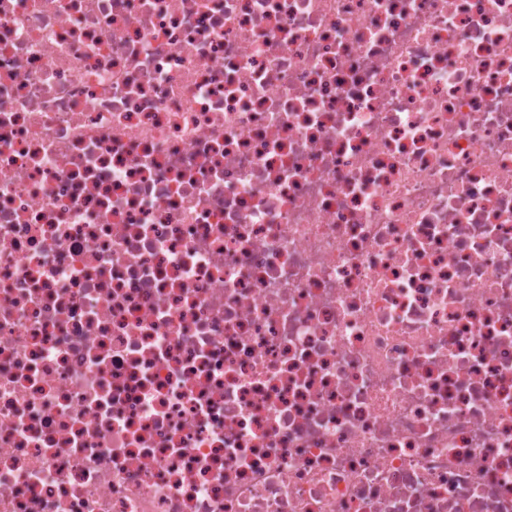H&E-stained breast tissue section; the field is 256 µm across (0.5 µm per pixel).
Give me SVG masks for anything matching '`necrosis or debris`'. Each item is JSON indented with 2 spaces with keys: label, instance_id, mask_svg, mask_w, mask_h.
Returning a JSON list of instances; mask_svg holds the SVG:
<instances>
[{
  "label": "necrosis or debris",
  "instance_id": "obj_1",
  "mask_svg": "<svg viewBox=\"0 0 512 512\" xmlns=\"http://www.w3.org/2000/svg\"><path fill=\"white\" fill-rule=\"evenodd\" d=\"M0 512H512V0H0Z\"/></svg>",
  "mask_w": 512,
  "mask_h": 512
}]
</instances>
